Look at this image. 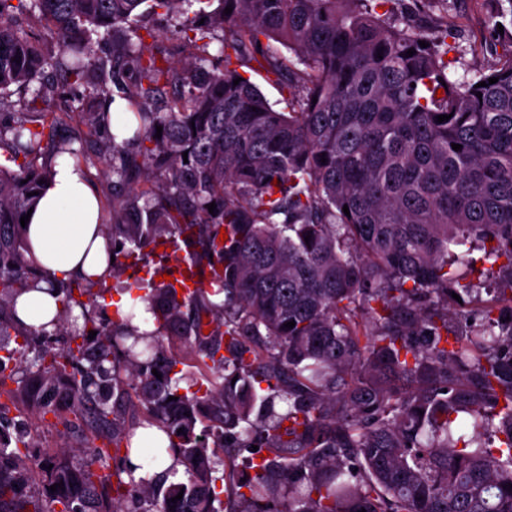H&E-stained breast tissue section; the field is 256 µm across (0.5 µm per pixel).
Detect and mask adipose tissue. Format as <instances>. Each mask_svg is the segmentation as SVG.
Here are the masks:
<instances>
[{"mask_svg": "<svg viewBox=\"0 0 512 512\" xmlns=\"http://www.w3.org/2000/svg\"><path fill=\"white\" fill-rule=\"evenodd\" d=\"M102 205L84 168L70 155L57 157L23 232L25 260L46 271L48 280L33 283L17 298V318L27 327L51 326L62 304L51 284L78 276L111 280V253L100 220ZM143 453L139 476L152 479L176 464L167 436L154 426L138 428Z\"/></svg>", "mask_w": 512, "mask_h": 512, "instance_id": "1", "label": "adipose tissue"}]
</instances>
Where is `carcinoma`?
<instances>
[{"instance_id":"carcinoma-1","label":"carcinoma","mask_w":512,"mask_h":512,"mask_svg":"<svg viewBox=\"0 0 512 512\" xmlns=\"http://www.w3.org/2000/svg\"><path fill=\"white\" fill-rule=\"evenodd\" d=\"M147 2L181 18L191 53L154 51L149 28L97 53L92 35L132 26ZM190 2L0 0V151L13 163L0 164V386L45 414L65 400L114 445L73 464L26 430L0 433V512H512V52L460 74L447 42L459 31L409 24L400 0H218L193 14ZM483 4L495 25L512 17V0ZM33 17L53 47L26 29ZM47 69L88 91L71 135ZM34 82L30 101L6 95ZM115 89L132 114L120 143L106 128ZM61 152L112 177L113 276L180 242L212 271L187 294L157 280L178 271L167 253L154 276H127L155 331L95 321L81 297L106 285L92 280L58 285L53 331L19 328L16 298L47 278L24 259L20 219ZM478 262L486 302L448 272ZM75 306L96 336L50 349ZM176 345L195 390L181 391ZM133 395L183 478L135 476ZM251 77V80L259 87L268 101L275 106V108L279 110L288 111L287 105L283 101V96L281 94L280 88L278 85L267 81L264 77L263 73L257 71H251L249 69L243 68Z\"/></svg>"}]
</instances>
